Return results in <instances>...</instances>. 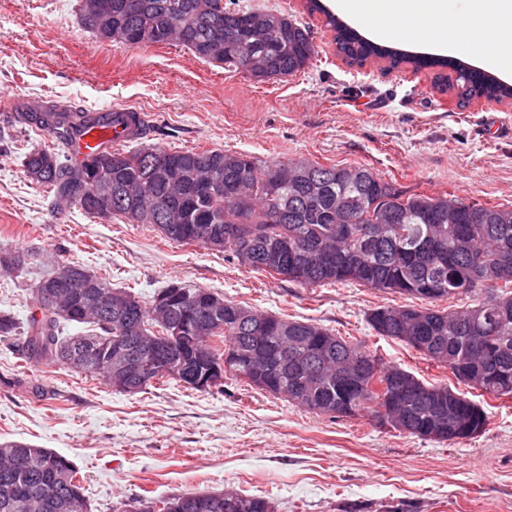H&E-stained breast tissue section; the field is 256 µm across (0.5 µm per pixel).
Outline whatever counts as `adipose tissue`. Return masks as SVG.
<instances>
[{
    "label": "adipose tissue",
    "mask_w": 512,
    "mask_h": 512,
    "mask_svg": "<svg viewBox=\"0 0 512 512\" xmlns=\"http://www.w3.org/2000/svg\"><path fill=\"white\" fill-rule=\"evenodd\" d=\"M345 11L358 20H373L408 12L416 20L438 14L446 16V23L430 40L445 44L450 53L465 52L469 40L459 35V21L449 16L447 0H342ZM474 25L471 40L488 43L500 69L512 72V0H470L468 13Z\"/></svg>",
    "instance_id": "obj_1"
}]
</instances>
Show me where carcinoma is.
<instances>
[{
    "label": "carcinoma",
    "mask_w": 512,
    "mask_h": 512,
    "mask_svg": "<svg viewBox=\"0 0 512 512\" xmlns=\"http://www.w3.org/2000/svg\"><path fill=\"white\" fill-rule=\"evenodd\" d=\"M82 24L98 39L114 45L149 47L176 42L197 57L228 67L243 69L258 82L291 75L303 69L313 57L307 30L278 10H243L224 6V0H108L100 12L95 0H82ZM308 9L326 14L336 32V48L350 62L374 56L373 49L352 35L349 27L326 12L320 0H308ZM389 60L393 69L406 62L415 68H447L456 71L457 98L466 102L485 96L499 102L512 99V86L487 78L467 67L432 57L418 59L396 53L377 55ZM64 144L92 124L106 121L135 130L136 113L105 112L98 115L73 106H51L41 113L25 114ZM301 166L314 170L316 182L309 187L290 170ZM27 177L53 188L55 205H78L102 217L121 216L136 224H149L170 241L182 244V232L207 226L228 233L240 212H245L260 235L248 241L258 256L253 269L272 277H286V262L277 256L275 241L288 237L315 245L329 246L344 261L328 269L313 267L304 287L324 284H359L412 296V284L442 278L443 298L453 301L463 295L482 294V302L455 309L428 307H378L366 314L377 335L400 339L408 329L397 317L404 311L420 313L426 329L427 349L439 351L433 360L446 369L461 363L485 359L472 339L490 343L500 374L480 382V396L512 400V206L483 205L446 196L406 194L367 168L350 179L346 169L309 161L277 162L266 165L245 153L221 149L175 150L144 146L135 151L103 148L82 164L68 166L60 153L34 148L25 156ZM217 173L224 193L202 196L198 183ZM349 223L354 233L346 240L336 238V225ZM386 227L385 236L362 249L367 230ZM70 288L51 289L48 278L38 281L35 295L40 316L19 325L9 313L0 312V338L13 337L23 329L26 359L60 364L88 377L112 382L107 356L100 347L114 336H149L161 326L154 303H142L132 293L112 286L80 264ZM117 292L127 299L122 308L112 307L106 318L100 314L97 296ZM388 315L387 329H380L377 317ZM65 323L90 324L94 330L84 339L91 342L86 356L74 363L66 355L79 336L62 335ZM288 325V335L329 338L342 353L354 351L376 367V384L389 382L406 370L384 361L381 355L343 339L311 321L283 320L271 316V325ZM246 340L245 330L224 312L206 316L198 324L194 341L174 339L172 350L185 362L186 373L178 376H148L141 389L174 381L192 387L190 359L195 351H207L219 360L224 348ZM268 351L288 355L287 364L275 375L273 384L289 389L310 385L309 396L299 406L315 413L335 409L342 397L345 377L337 361L326 364L308 351L304 341L283 343L270 337ZM421 385L443 401H452L451 418L464 420L485 430L488 414L484 405L446 383ZM384 407L379 391L365 386L358 390L352 416L381 420ZM407 423L393 429L423 438H448V430L437 431L428 424L430 412L412 402L400 409ZM64 456L31 443H0V512H88L84 488L77 474L63 485L53 486L46 475L62 465Z\"/></svg>",
    "instance_id": "1"
}]
</instances>
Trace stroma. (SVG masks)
<instances>
[{
  "label": "stroma",
  "instance_id": "stroma-1",
  "mask_svg": "<svg viewBox=\"0 0 512 512\" xmlns=\"http://www.w3.org/2000/svg\"><path fill=\"white\" fill-rule=\"evenodd\" d=\"M236 0L278 9L306 26L315 56L264 82L172 43L117 47L81 22L80 0H0V94L88 110L135 108L153 117L148 145L221 149L263 162L364 167L407 193L512 205V100L460 104L431 69L363 68L339 56L321 0ZM57 149L47 132L0 111V250L25 256L0 271V311L25 322L34 288L74 261L139 300L176 282L285 319L310 320L430 383L453 377L405 343L377 336L365 315L421 299L357 284L303 287L152 226L55 209L29 180L31 149ZM21 339L0 340V442L26 441L70 459L90 512L123 500L232 490L275 512H512V400L487 401L489 424L453 442L329 417L231 379L198 392L174 382L116 391L50 362L24 361Z\"/></svg>",
  "mask_w": 512,
  "mask_h": 512
}]
</instances>
